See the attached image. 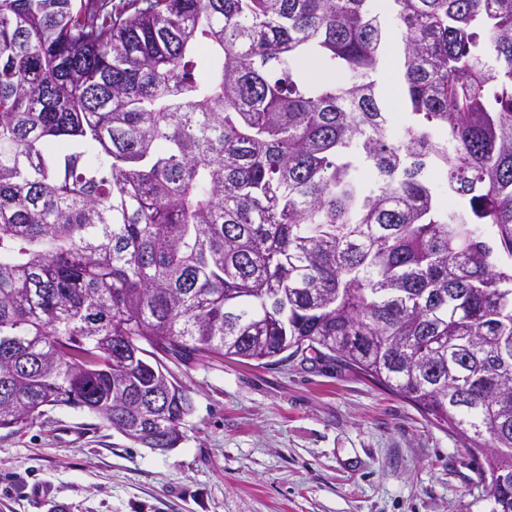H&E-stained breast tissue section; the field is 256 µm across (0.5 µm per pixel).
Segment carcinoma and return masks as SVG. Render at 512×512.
<instances>
[{"label":"carcinoma","instance_id":"carcinoma-1","mask_svg":"<svg viewBox=\"0 0 512 512\" xmlns=\"http://www.w3.org/2000/svg\"><path fill=\"white\" fill-rule=\"evenodd\" d=\"M390 12L397 137L377 0H0V429L164 448L147 355L311 350L491 447L512 512V0Z\"/></svg>","mask_w":512,"mask_h":512}]
</instances>
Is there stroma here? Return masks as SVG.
<instances>
[{
    "instance_id": "35a3bbf8",
    "label": "stroma",
    "mask_w": 512,
    "mask_h": 512,
    "mask_svg": "<svg viewBox=\"0 0 512 512\" xmlns=\"http://www.w3.org/2000/svg\"><path fill=\"white\" fill-rule=\"evenodd\" d=\"M164 363L192 405L176 448L47 410L0 429V512H492L484 455L347 366Z\"/></svg>"
}]
</instances>
